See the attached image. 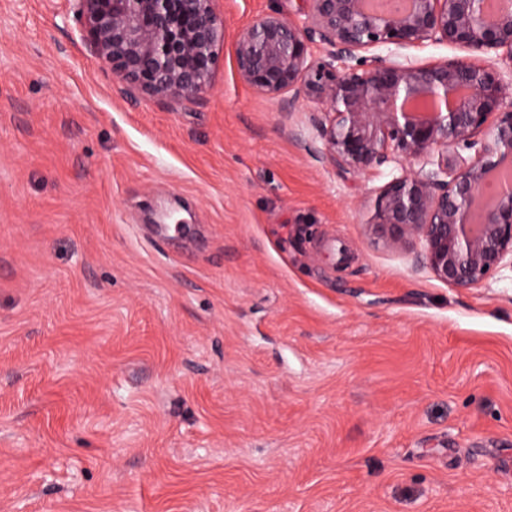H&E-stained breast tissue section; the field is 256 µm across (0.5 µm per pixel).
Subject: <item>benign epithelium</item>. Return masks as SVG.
Instances as JSON below:
<instances>
[{
    "label": "benign epithelium",
    "instance_id": "benign-epithelium-1",
    "mask_svg": "<svg viewBox=\"0 0 512 512\" xmlns=\"http://www.w3.org/2000/svg\"><path fill=\"white\" fill-rule=\"evenodd\" d=\"M68 2L81 37L128 88L167 100L210 90L224 47L216 0ZM308 2L301 25L271 13L239 35V79L288 94L290 105H317L336 169L360 175L394 164L374 199V242L417 250V264L454 288L512 270V0ZM317 41L327 46L319 58ZM441 43L496 62L417 64L371 53ZM461 149L474 154L465 160Z\"/></svg>",
    "mask_w": 512,
    "mask_h": 512
}]
</instances>
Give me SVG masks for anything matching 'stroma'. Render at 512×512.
<instances>
[{"mask_svg":"<svg viewBox=\"0 0 512 512\" xmlns=\"http://www.w3.org/2000/svg\"><path fill=\"white\" fill-rule=\"evenodd\" d=\"M126 91L67 0H0V512H512V271L373 243L314 104ZM175 227L157 232L156 211Z\"/></svg>","mask_w":512,"mask_h":512,"instance_id":"obj_1","label":"stroma"}]
</instances>
